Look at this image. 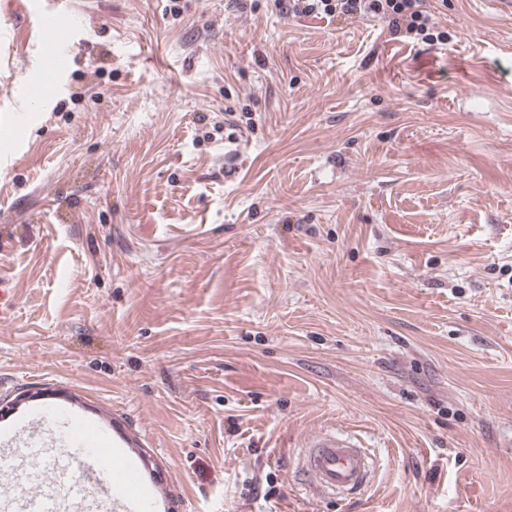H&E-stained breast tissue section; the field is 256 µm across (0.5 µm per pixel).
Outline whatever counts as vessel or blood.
Returning a JSON list of instances; mask_svg holds the SVG:
<instances>
[{
	"mask_svg": "<svg viewBox=\"0 0 512 512\" xmlns=\"http://www.w3.org/2000/svg\"><path fill=\"white\" fill-rule=\"evenodd\" d=\"M72 23L62 11L41 19L37 38L45 52L58 54L68 45ZM53 435L63 467L51 464L37 447ZM374 459L370 449L336 432L310 438L300 457V471L309 491L352 494L369 481ZM77 476L86 512H167L166 498L152 473L144 469L120 430L98 425L86 414L56 402H43L12 414L0 425V510L42 512L49 502L61 503L69 491L61 480L64 469ZM33 473L38 490L21 495L11 483L16 474Z\"/></svg>",
	"mask_w": 512,
	"mask_h": 512,
	"instance_id": "obj_1",
	"label": "vessel or blood"
}]
</instances>
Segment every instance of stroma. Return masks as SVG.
Returning <instances> with one entry per match:
<instances>
[{
    "label": "stroma",
    "mask_w": 512,
    "mask_h": 512,
    "mask_svg": "<svg viewBox=\"0 0 512 512\" xmlns=\"http://www.w3.org/2000/svg\"><path fill=\"white\" fill-rule=\"evenodd\" d=\"M0 0V407L118 417L179 512H512V11ZM54 67L18 119L17 92ZM376 455L315 496L319 432ZM279 7L296 16H360L387 23L394 37L427 45L448 40L424 0H277ZM288 2V4H286ZM72 23L67 11L57 12L41 19L37 28V39L45 52L58 54L67 48L68 31Z\"/></svg>",
    "instance_id": "stroma-1"
}]
</instances>
